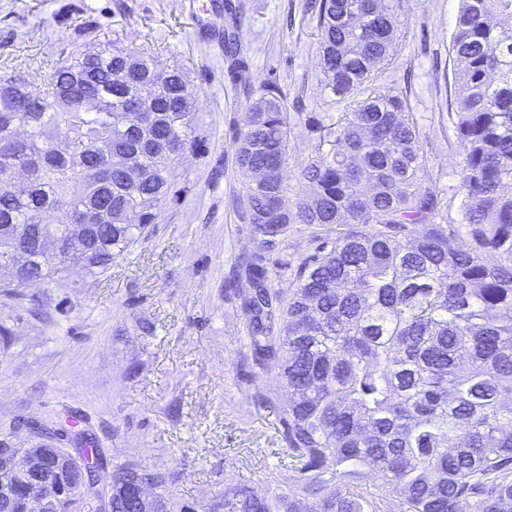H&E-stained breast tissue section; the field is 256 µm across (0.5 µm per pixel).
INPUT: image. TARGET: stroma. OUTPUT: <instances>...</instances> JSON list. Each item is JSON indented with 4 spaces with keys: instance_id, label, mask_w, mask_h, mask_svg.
Here are the masks:
<instances>
[{
    "instance_id": "1",
    "label": "stroma",
    "mask_w": 512,
    "mask_h": 512,
    "mask_svg": "<svg viewBox=\"0 0 512 512\" xmlns=\"http://www.w3.org/2000/svg\"><path fill=\"white\" fill-rule=\"evenodd\" d=\"M241 66L224 52V12L197 17L199 0H0V73L49 72L87 42L138 49L186 67L205 140L173 173L178 196L111 267H65L59 281L15 297L0 290V439L33 437L31 422L71 418L94 442L102 471L135 463L168 473L176 502L208 504L225 478L264 490L287 484L277 409L288 400L275 367L252 361L241 308L246 259L264 252L270 286L287 292L290 265L335 230L290 225L265 250L240 208L234 163L247 93L268 83L299 105L284 179L294 205L311 144L303 116L333 111L322 84L315 0H232ZM396 50L376 76L407 97L424 133L426 170L448 185L458 153L450 36L459 0H398ZM267 401H260V394Z\"/></svg>"
}]
</instances>
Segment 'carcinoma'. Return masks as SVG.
I'll return each mask as SVG.
<instances>
[{"instance_id": "carcinoma-1", "label": "carcinoma", "mask_w": 512, "mask_h": 512, "mask_svg": "<svg viewBox=\"0 0 512 512\" xmlns=\"http://www.w3.org/2000/svg\"><path fill=\"white\" fill-rule=\"evenodd\" d=\"M393 0H319L325 89L343 110L309 115L315 146L301 166L308 195L285 206L290 113L278 84L250 97L235 164L262 169L246 184L249 223L268 249L291 224L336 226L292 268L284 295L267 287L264 257L247 263L243 299L256 365L273 363L288 485L261 493L224 483V512H512V0H461L451 35L460 145L461 223L426 174L421 130L406 97L372 86L395 49ZM155 87L153 120L127 83ZM29 83L41 98L5 92ZM188 72L115 44L71 53L45 87L0 74V283L25 288L78 262L112 265L157 219L184 154L200 145L184 96ZM27 172L13 182L14 171ZM111 216L87 250L69 251L75 224ZM469 239L459 246L460 235ZM55 239L58 252L43 250ZM144 482L168 512L166 477L136 464L112 469L110 512H142L127 485ZM25 486L0 512H25Z\"/></svg>"}]
</instances>
